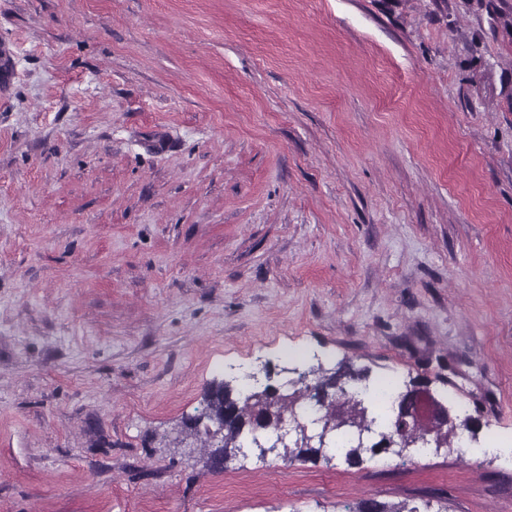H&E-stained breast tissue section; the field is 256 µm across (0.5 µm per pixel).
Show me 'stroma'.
Masks as SVG:
<instances>
[{"label": "stroma", "mask_w": 512, "mask_h": 512, "mask_svg": "<svg viewBox=\"0 0 512 512\" xmlns=\"http://www.w3.org/2000/svg\"><path fill=\"white\" fill-rule=\"evenodd\" d=\"M255 362L480 425L209 469ZM371 499L512 512V0H0V512ZM419 396H423V398L427 399L429 402L428 418L429 422L433 425L440 426L453 424L455 430H457V435H463L465 431L473 434L474 427L479 425L478 422L472 418H467L457 423V418L452 415L451 409L441 401L437 400L430 392H419ZM458 430L461 432L459 433Z\"/></svg>", "instance_id": "1"}]
</instances>
